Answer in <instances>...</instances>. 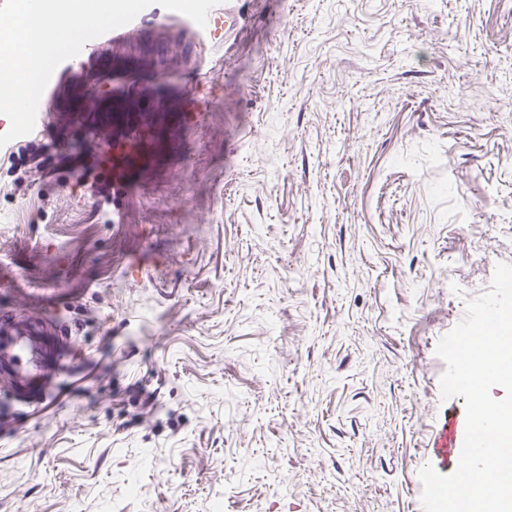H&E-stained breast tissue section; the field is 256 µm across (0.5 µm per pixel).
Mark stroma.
Here are the masks:
<instances>
[{"label": "stroma", "mask_w": 512, "mask_h": 512, "mask_svg": "<svg viewBox=\"0 0 512 512\" xmlns=\"http://www.w3.org/2000/svg\"><path fill=\"white\" fill-rule=\"evenodd\" d=\"M240 9L88 41L0 147V310L71 301L88 355L0 435V512H420L436 346L512 263V0ZM234 1L237 0H223L221 3L214 6L209 11L207 24L204 28H201L192 19L178 12L166 10V12L162 15L154 11L150 13H144L149 10V7H147L142 12H140L131 22L112 30V43H119L126 40L131 34L129 26L135 20L151 18L149 21L171 22L182 26V28L189 31L202 46H206L218 35L219 26L221 25L223 18L224 36L226 35L230 19L246 23L247 18L243 15V13H239L236 18L231 15L230 3ZM108 174L116 180H127L137 170L133 154H107L104 158Z\"/></svg>", "instance_id": "obj_1"}]
</instances>
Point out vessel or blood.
<instances>
[{"mask_svg":"<svg viewBox=\"0 0 512 512\" xmlns=\"http://www.w3.org/2000/svg\"><path fill=\"white\" fill-rule=\"evenodd\" d=\"M229 0H220L198 26L174 11L151 13V20L182 26L200 44H208L219 33L222 20L230 18ZM108 174L117 180L130 178L136 170L132 154H109L104 158ZM77 345L67 336L62 313L15 314L0 312V407L39 409L57 397L61 377L77 359ZM466 412L448 401L425 450L428 463L441 474L454 472L461 456L460 440L465 436Z\"/></svg>","mask_w":512,"mask_h":512,"instance_id":"1","label":"vessel or blood"}]
</instances>
